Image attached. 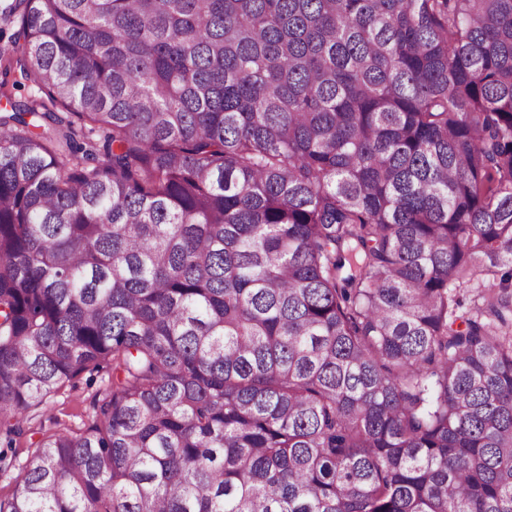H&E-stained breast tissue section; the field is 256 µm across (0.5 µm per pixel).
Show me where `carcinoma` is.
I'll return each mask as SVG.
<instances>
[{"label": "carcinoma", "instance_id": "obj_1", "mask_svg": "<svg viewBox=\"0 0 512 512\" xmlns=\"http://www.w3.org/2000/svg\"><path fill=\"white\" fill-rule=\"evenodd\" d=\"M14 13L0 512H512V0ZM112 367L99 372H86L75 383H67L56 395L40 408L30 413L28 436L18 439L15 448H6L3 438L0 444L1 456L7 459L0 462V497H10L20 481L28 457L31 442L39 439L43 432L53 431L62 426L74 429L85 428L95 418V401L101 400L110 390Z\"/></svg>", "mask_w": 512, "mask_h": 512}]
</instances>
